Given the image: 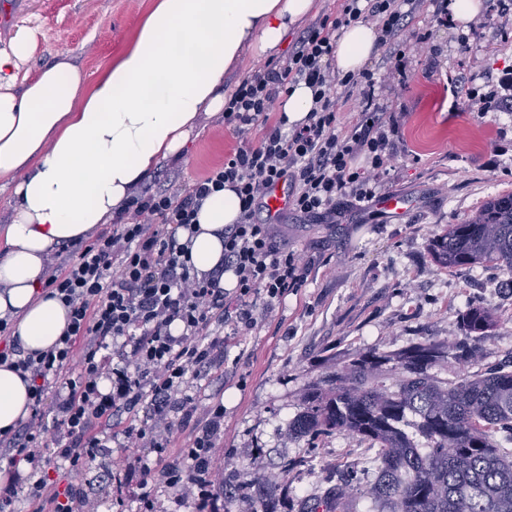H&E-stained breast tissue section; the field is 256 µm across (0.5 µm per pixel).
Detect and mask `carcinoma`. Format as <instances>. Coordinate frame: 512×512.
<instances>
[{
    "label": "carcinoma",
    "instance_id": "obj_1",
    "mask_svg": "<svg viewBox=\"0 0 512 512\" xmlns=\"http://www.w3.org/2000/svg\"><path fill=\"white\" fill-rule=\"evenodd\" d=\"M436 263L470 269L494 262L512 274V193L485 202L431 239ZM474 307L459 343L428 339L395 357L361 355L310 382L289 427L305 437L343 433L377 447L365 495L374 512H512V370L432 373L454 355L478 358L473 336L491 326ZM396 383L385 384L388 375Z\"/></svg>",
    "mask_w": 512,
    "mask_h": 512
}]
</instances>
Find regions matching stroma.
I'll return each instance as SVG.
<instances>
[{
    "instance_id": "obj_1",
    "label": "stroma",
    "mask_w": 512,
    "mask_h": 512,
    "mask_svg": "<svg viewBox=\"0 0 512 512\" xmlns=\"http://www.w3.org/2000/svg\"><path fill=\"white\" fill-rule=\"evenodd\" d=\"M152 0H0V49L30 30L35 49L19 71L34 79L65 54L87 78L103 71L129 43ZM471 21L437 22L418 0L411 28L428 50L411 52L406 75H391L384 52L367 62L380 82L379 103L401 112L397 158L383 190L409 201L400 215L381 208L332 224H299L283 215L288 247L311 259L304 285L255 329L226 337L216 364L190 391L191 419L170 413L172 443L164 455L132 447L124 436L131 415L114 417L105 448L82 468L51 458L58 489L85 490L99 512H141V461H179L207 406L224 404L218 464L224 470L219 512H311L333 496L351 470L370 465L369 442L332 433L303 437L288 429L312 380L359 353L396 354L428 338L464 336L473 306L494 325L478 343L477 369L512 362V276L488 263L474 269L438 266L429 251L435 233L458 224L487 200L512 191V99L481 114L456 98L457 83L500 94L512 71V0H483ZM467 53H459L460 42ZM238 144L223 114L203 122L183 158L168 159L145 181L152 189L205 175Z\"/></svg>"
}]
</instances>
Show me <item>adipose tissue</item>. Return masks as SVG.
Wrapping results in <instances>:
<instances>
[{"mask_svg": "<svg viewBox=\"0 0 512 512\" xmlns=\"http://www.w3.org/2000/svg\"><path fill=\"white\" fill-rule=\"evenodd\" d=\"M313 8L314 0H154L131 45L91 84L60 58L18 85L31 34L0 50V181L12 191L0 225V318L16 320L25 352L49 349L67 326L66 307L44 287L55 251L124 212L137 186L223 111L224 78L245 50L277 53ZM376 49L374 27L350 25L335 67L359 71ZM239 215L227 188L204 200L197 233L180 231L197 275L221 264L224 229ZM29 414L27 381L0 365V433Z\"/></svg>", "mask_w": 512, "mask_h": 512, "instance_id": "adipose-tissue-1", "label": "adipose tissue"}]
</instances>
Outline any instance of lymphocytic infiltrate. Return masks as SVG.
Segmentation results:
<instances>
[{
  "instance_id": "lymphocytic-infiltrate-1",
  "label": "lymphocytic infiltrate",
  "mask_w": 512,
  "mask_h": 512,
  "mask_svg": "<svg viewBox=\"0 0 512 512\" xmlns=\"http://www.w3.org/2000/svg\"><path fill=\"white\" fill-rule=\"evenodd\" d=\"M413 0H342L339 11L310 23L278 62L260 66L226 95L224 124L239 139L221 166L177 188L145 192L112 225L89 241L66 245L65 259L52 267L47 287L69 310L68 325L47 350L24 353L8 320L0 318V363L30 375L31 416L0 435L8 478L0 486V512H14L19 488H27L32 512H97L82 492L61 491L41 475L45 451L77 467L94 459L112 418L146 406L151 422L126 428L131 444L163 453L170 444L167 413L188 404L185 387L213 361L218 345L213 326L252 329L256 307L273 313L289 292L302 287L307 266L278 240L271 223L256 219L276 183L287 184L297 217L332 224L342 211H364L381 198L383 177L394 158L395 113L375 103L373 72L339 75L331 60L339 29L374 25L390 64L403 70L411 43H426L410 30L405 10ZM305 82L314 91L307 119L286 127L281 96ZM360 99L361 110L345 130L337 128L339 97ZM233 188L241 201L235 224L224 230V268L197 276L179 230H193L203 201ZM236 286L224 288V271ZM181 323L173 334V323ZM110 381L102 392L101 381ZM55 401L52 424L42 407ZM224 430V406L206 411L204 425L182 450V463L163 468L143 464L140 486H191L199 505L223 487L216 467ZM27 462L39 476L26 481L17 470Z\"/></svg>"
}]
</instances>
